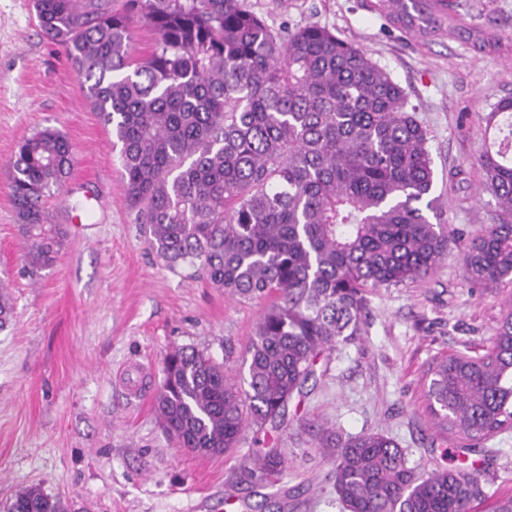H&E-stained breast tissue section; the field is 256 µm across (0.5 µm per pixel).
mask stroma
Instances as JSON below:
<instances>
[{"label": "stroma", "instance_id": "obj_1", "mask_svg": "<svg viewBox=\"0 0 512 512\" xmlns=\"http://www.w3.org/2000/svg\"><path fill=\"white\" fill-rule=\"evenodd\" d=\"M245 2L273 29L316 24L365 50L428 131L438 200L430 221L467 238L493 223L495 200L476 159L489 113L512 97V0H446L468 25L501 37L492 52L445 27L420 39L381 16L377 0ZM46 126L72 143L75 166L45 201L62 239L55 263L39 269L25 257L7 165L19 142ZM511 293L470 288L455 252L418 283L369 289L367 335L322 358L315 387L269 433L288 451L275 487L284 512H340L333 466L301 428L304 417L345 437L384 431L421 471L459 466L465 441L435 420L424 374L444 355L482 354ZM0 296L14 308L0 329V505L36 485L66 512H237L224 499L253 432L226 456L188 452L161 427L155 396L175 347L239 373L265 303L230 297L151 250L121 188L112 130L63 48L42 34L33 0H0ZM469 461L486 493L476 510L490 512L512 495V429Z\"/></svg>", "mask_w": 512, "mask_h": 512}]
</instances>
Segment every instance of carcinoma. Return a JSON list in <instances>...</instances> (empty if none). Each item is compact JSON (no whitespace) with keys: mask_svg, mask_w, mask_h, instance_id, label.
<instances>
[{"mask_svg":"<svg viewBox=\"0 0 512 512\" xmlns=\"http://www.w3.org/2000/svg\"><path fill=\"white\" fill-rule=\"evenodd\" d=\"M41 31L61 45L120 146L128 205L166 264H186L231 296L267 299L246 349V374L194 347L164 357L156 412L181 448L218 456L248 429L284 419L317 380L324 353L364 335L367 290L415 283L454 242L473 288L512 283V97L489 114L477 159L498 222L451 239L427 212L434 184L427 131L405 90L363 50L326 27L271 30L245 0H34ZM156 40L131 54L130 23ZM74 167L67 137L45 127L23 139L9 189L36 268L58 254L43 197ZM439 423L469 447L512 429V296L479 356L429 369ZM332 460L343 512H471L483 490L458 466L419 475L382 431L346 438L308 421ZM237 484L266 487L287 453L255 438ZM7 512H64L31 486Z\"/></svg>","mask_w":512,"mask_h":512,"instance_id":"cac0c4a2","label":"carcinoma"}]
</instances>
